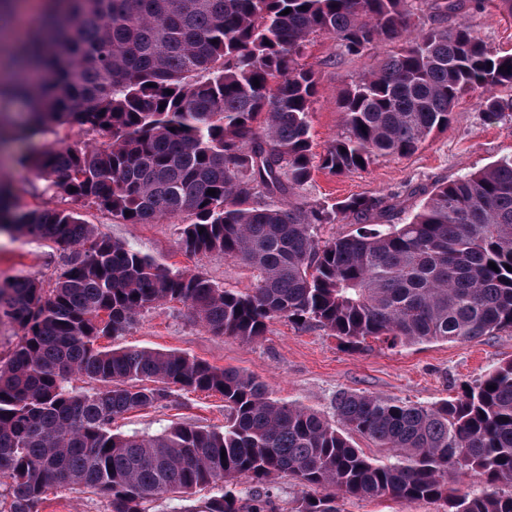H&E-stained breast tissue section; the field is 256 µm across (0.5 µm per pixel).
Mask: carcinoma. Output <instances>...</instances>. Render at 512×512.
<instances>
[{
    "instance_id": "obj_1",
    "label": "carcinoma",
    "mask_w": 512,
    "mask_h": 512,
    "mask_svg": "<svg viewBox=\"0 0 512 512\" xmlns=\"http://www.w3.org/2000/svg\"><path fill=\"white\" fill-rule=\"evenodd\" d=\"M414 2L49 0L12 49L39 88L0 85V101L28 104L22 123L0 119V137L7 128L30 143L76 127L92 141L40 144L18 164L63 200L124 224L189 216L183 251L221 253L257 280L237 291L174 272L72 208H24L0 180V231L62 255L52 288L29 277L0 286V311L22 331L0 367L9 512H39L55 485L101 496L107 512H152L160 499L206 488L214 493L189 512H268L269 495L244 497L232 481L243 475L264 487L282 474L308 489L295 512H339L338 494L512 512V491H499L512 485V361L430 407L340 393L336 427L235 368L98 345L167 302L187 306L212 334L245 342L277 318L392 347L512 330V158L436 183L404 218L384 197L311 204L302 195L317 167L365 171L379 156L414 153L448 127L468 91L486 93L492 115L512 112V97L494 94L512 89V54L492 52L467 20L447 24L465 0H422L426 24L415 22ZM324 34L350 57L378 43L393 50L340 94L344 131L317 160L318 81L300 59ZM341 217L355 232L320 241L318 226ZM75 377L96 387L78 392ZM197 390L224 397V428L177 423L152 437L114 429L135 410ZM353 434L388 456L365 455ZM452 470L476 476L485 492H452Z\"/></svg>"
}]
</instances>
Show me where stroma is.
I'll use <instances>...</instances> for the list:
<instances>
[{"mask_svg":"<svg viewBox=\"0 0 512 512\" xmlns=\"http://www.w3.org/2000/svg\"><path fill=\"white\" fill-rule=\"evenodd\" d=\"M466 18L482 40L497 52L512 53V15L495 8L477 12L463 9L449 16V24ZM381 44L361 57L342 55L329 36H317L305 61L317 73L318 97L311 117L313 151L323 155L342 130L336 105L340 92L359 80L389 53ZM512 156V112L489 115L479 93L464 94L456 103L447 129L434 132L406 157L377 158L367 170L334 174L317 170L304 196L311 203H331L351 196L394 198L405 212L414 211L424 190L435 181L453 179ZM0 178L13 183L23 205L64 207L47 191L43 179L16 166L0 152ZM82 219L98 232L127 243L173 270L205 274L218 286L242 290L251 287L253 274L218 253L186 254L179 246L181 220L155 224H121L111 215L85 206ZM61 266V255L51 243L0 234V285L30 277L51 285ZM108 347H141L176 351L217 367H233L266 383L274 397L317 411L335 414L337 393L353 392L430 406L457 397L490 369L512 361V330L469 342H431L392 348L367 340L356 347L342 344L318 324L298 326L287 319L273 320L257 341L244 342L209 333L191 311L177 302L165 303L142 314L122 335L105 339ZM207 429L224 426V401L204 392L177 393L173 402L128 414L118 420L124 433L155 435L171 423ZM340 512H447L442 501H393L354 497L336 500ZM40 512H106L105 502L77 488L48 491Z\"/></svg>","mask_w":512,"mask_h":512,"instance_id":"obj_1","label":"stroma"}]
</instances>
